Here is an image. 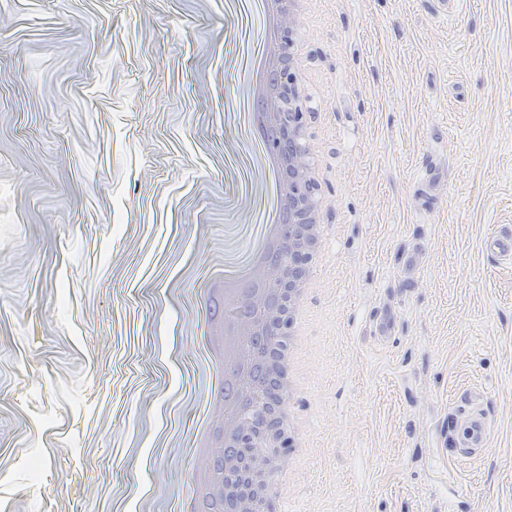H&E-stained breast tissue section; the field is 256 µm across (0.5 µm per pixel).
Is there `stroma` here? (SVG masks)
Here are the masks:
<instances>
[{"mask_svg": "<svg viewBox=\"0 0 512 512\" xmlns=\"http://www.w3.org/2000/svg\"><path fill=\"white\" fill-rule=\"evenodd\" d=\"M249 0H0V501L188 512L201 304L267 200ZM330 234L282 512H512V0H315ZM433 171L425 181V171ZM422 251L420 270L405 258ZM393 335L374 334L386 311ZM477 398L483 452L449 457ZM483 247L487 255L496 258L512 259V231H494L484 239Z\"/></svg>", "mask_w": 512, "mask_h": 512, "instance_id": "stroma-1", "label": "stroma"}]
</instances>
